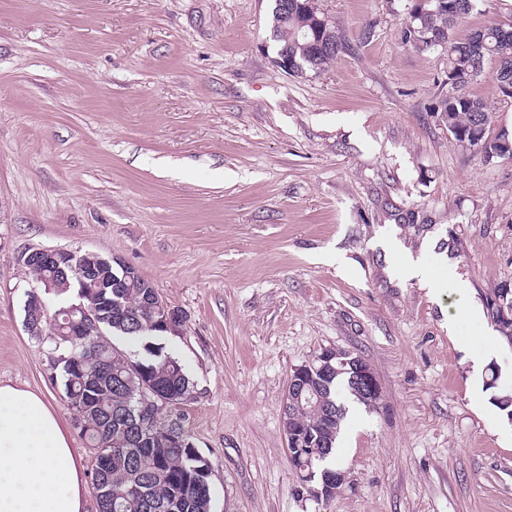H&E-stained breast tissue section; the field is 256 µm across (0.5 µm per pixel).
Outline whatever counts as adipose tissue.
<instances>
[{
	"label": "adipose tissue",
	"instance_id": "1",
	"mask_svg": "<svg viewBox=\"0 0 512 512\" xmlns=\"http://www.w3.org/2000/svg\"><path fill=\"white\" fill-rule=\"evenodd\" d=\"M428 239L398 261L402 280L429 285V268L447 265ZM85 480L72 440L50 404L34 391L0 384V512H84Z\"/></svg>",
	"mask_w": 512,
	"mask_h": 512
}]
</instances>
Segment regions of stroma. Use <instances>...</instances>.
I'll list each match as a JSON object with an SVG mask.
<instances>
[{"instance_id": "obj_1", "label": "stroma", "mask_w": 512, "mask_h": 512, "mask_svg": "<svg viewBox=\"0 0 512 512\" xmlns=\"http://www.w3.org/2000/svg\"><path fill=\"white\" fill-rule=\"evenodd\" d=\"M409 0H316L348 48L319 73L273 60V0H0V383L74 427L25 328L32 248L116 256L186 317L168 350L213 512H512V424L491 404L512 350L488 318L512 281V159L459 146L431 107L441 50L399 41ZM451 268L403 281L382 235ZM325 348L377 375L352 404L334 497L286 450L293 371Z\"/></svg>"}]
</instances>
